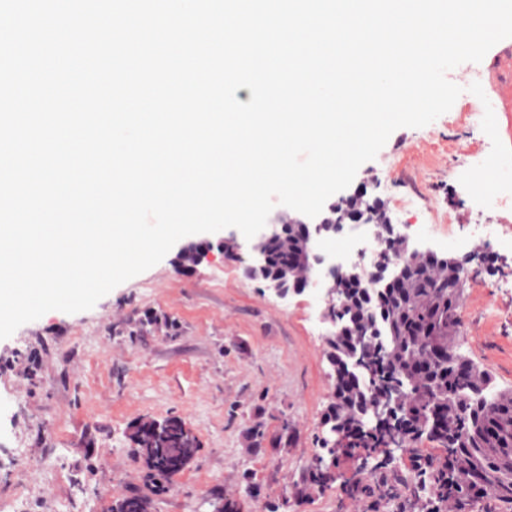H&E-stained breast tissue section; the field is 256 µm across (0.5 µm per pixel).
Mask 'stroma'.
Returning <instances> with one entry per match:
<instances>
[{
    "label": "stroma",
    "mask_w": 512,
    "mask_h": 512,
    "mask_svg": "<svg viewBox=\"0 0 512 512\" xmlns=\"http://www.w3.org/2000/svg\"><path fill=\"white\" fill-rule=\"evenodd\" d=\"M448 79L453 107L421 128L395 130L344 196L380 199L413 242L467 256L460 350L512 388V209H480L459 182L491 151L474 114L479 81L497 102L501 140L512 147V38ZM414 197L413 213L397 199ZM177 253L131 278L87 311L53 310L0 340V512H111L140 494L151 512H424L408 491V456L359 469L341 457L329 487L301 477L319 454L331 403L327 325L313 291L279 299L241 265L215 254L185 272ZM181 418L198 437L195 459L152 492L131 436L144 420ZM384 482L386 501L348 496L358 477Z\"/></svg>",
    "instance_id": "35a3bbf8"
}]
</instances>
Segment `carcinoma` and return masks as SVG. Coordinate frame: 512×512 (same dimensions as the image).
Here are the masks:
<instances>
[{
  "label": "carcinoma",
  "instance_id": "obj_1",
  "mask_svg": "<svg viewBox=\"0 0 512 512\" xmlns=\"http://www.w3.org/2000/svg\"><path fill=\"white\" fill-rule=\"evenodd\" d=\"M403 276L413 285L347 301L345 315L375 336H343L331 346L336 365L355 354L383 364L398 379L396 414L401 441L410 455L427 439L440 454L425 460L415 474L417 492L432 505L429 512H479L486 499L512 505V389L499 388L480 366L468 370L457 347L463 325L459 309L464 293L456 291L465 268H439L437 260L409 263ZM381 400L378 383L367 373L350 375L345 403L332 405V415L350 420L367 415ZM182 420L167 418L159 431L136 427L135 452L156 485L171 471L178 451L168 433ZM393 432H364L353 448H379ZM146 497H127L112 512H147Z\"/></svg>",
  "mask_w": 512,
  "mask_h": 512
}]
</instances>
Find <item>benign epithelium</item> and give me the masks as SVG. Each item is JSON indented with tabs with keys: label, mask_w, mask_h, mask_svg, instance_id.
<instances>
[{
	"label": "benign epithelium",
	"mask_w": 512,
	"mask_h": 512,
	"mask_svg": "<svg viewBox=\"0 0 512 512\" xmlns=\"http://www.w3.org/2000/svg\"><path fill=\"white\" fill-rule=\"evenodd\" d=\"M381 223L383 224L381 211L369 206L343 211L331 205L314 218L297 213L283 224H268L245 245L234 235L222 237L219 242L223 253L240 263L248 278L262 280L266 290L280 298L302 293L308 288L322 291L326 314L332 325L325 340L333 341L338 336L364 335V330L359 325L336 317V310L347 299V284L358 281L365 287L377 288L383 285L387 288L404 289L409 284L396 275V272L403 267L405 261L438 257L460 267L465 265L464 261L449 253L409 245V236L392 224H384V229L388 244L394 246V255L384 252L374 254L368 269L357 264L347 267L338 265L322 249V243L327 236L339 233L347 226L357 228L364 224ZM294 224L298 225V230L290 235V240L294 243L293 260L281 269L278 276H266L268 255L263 244L275 236L288 233L289 226ZM211 258L210 243L192 244L180 251L177 266H184L187 259L193 265H200ZM327 426L328 430L322 436L325 446L334 450L347 447L350 439L346 420L342 418L329 421Z\"/></svg>",
	"instance_id": "7a95c632"
}]
</instances>
